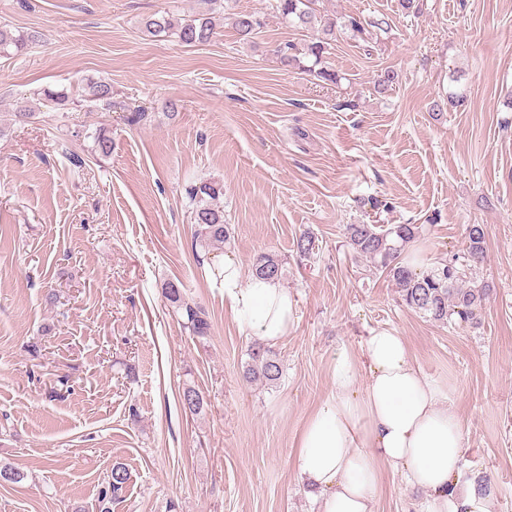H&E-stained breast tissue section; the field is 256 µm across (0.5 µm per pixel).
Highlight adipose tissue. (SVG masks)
Instances as JSON below:
<instances>
[{
    "mask_svg": "<svg viewBox=\"0 0 512 512\" xmlns=\"http://www.w3.org/2000/svg\"><path fill=\"white\" fill-rule=\"evenodd\" d=\"M207 270L241 333L269 344L287 336L297 308L280 280L244 277L230 253ZM330 371L334 390L305 420L291 461L318 512H378L389 473L424 491L414 512H495L460 481L466 440L452 387L412 361L403 336L371 331L359 352L338 349Z\"/></svg>",
    "mask_w": 512,
    "mask_h": 512,
    "instance_id": "1",
    "label": "adipose tissue"
}]
</instances>
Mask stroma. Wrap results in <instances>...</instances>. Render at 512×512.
Instances as JSON below:
<instances>
[{
	"label": "stroma",
	"instance_id": "obj_1",
	"mask_svg": "<svg viewBox=\"0 0 512 512\" xmlns=\"http://www.w3.org/2000/svg\"><path fill=\"white\" fill-rule=\"evenodd\" d=\"M273 2L0 0V25L37 36L0 54V461L25 475L0 486V512H97L118 462L130 480L112 512H315L291 469L296 436L333 390L336 349L376 329L453 385L461 476L512 512V0H318L338 22L337 85L277 59L307 33ZM241 11L262 20L254 38L231 25ZM164 12L214 14L216 35L153 40L143 21ZM351 16L390 29L356 39ZM387 68L398 78L377 91ZM91 79L111 85L112 109L78 99ZM45 87L73 96L66 112L43 106ZM97 130L111 155L94 152ZM199 180L224 185L219 249L195 245L185 189ZM349 224L421 225L425 272L485 225L476 319L408 309L350 249ZM305 231L308 257L294 247ZM228 252L246 275L259 254L284 262L297 322L274 347L275 387L244 379L253 340L202 269ZM169 281L208 312L207 337L184 328ZM188 386L200 414L182 407Z\"/></svg>",
	"mask_w": 512,
	"mask_h": 512
}]
</instances>
